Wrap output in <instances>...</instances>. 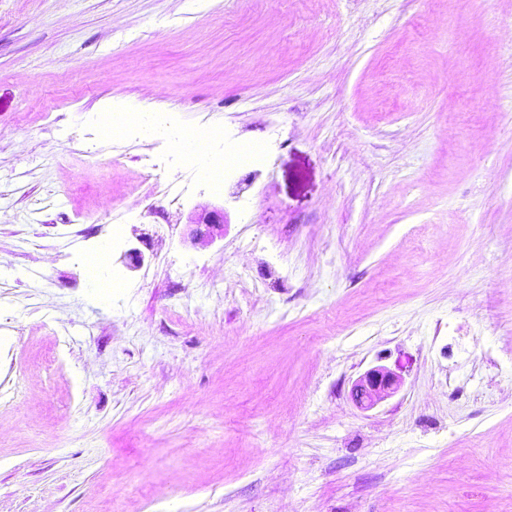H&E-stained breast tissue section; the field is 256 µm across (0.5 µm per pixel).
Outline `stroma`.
<instances>
[{"label":"stroma","mask_w":512,"mask_h":512,"mask_svg":"<svg viewBox=\"0 0 512 512\" xmlns=\"http://www.w3.org/2000/svg\"><path fill=\"white\" fill-rule=\"evenodd\" d=\"M0 336V512H512V0H0ZM142 108L139 103H136L131 100H125V99H113L112 101L108 102L105 105V112H102L106 114V119L103 122V128L106 132L110 133L109 128L110 124L112 122V126L117 125L121 127H125L130 120L126 118V120L122 123H113V119L117 116H114L112 112L114 113H125L123 115H126L129 118H133L138 114V112H141ZM112 114V115H111ZM120 133V128L113 127L112 134H118ZM244 148H246V147H242L239 149L238 152L225 156L224 164L223 163L221 164L219 162L215 163L212 165V167L210 169H208L205 172V176L210 181V183L214 189H216V190L222 189L223 184H224V172L235 169L239 166L250 165L254 162V161L238 160V156H239L240 152L242 151V149H244ZM189 224L197 226L195 240L204 244L211 243L216 236L224 234V211L223 209L202 210L191 217ZM402 384L400 373L385 366H376L354 381L351 396L359 409L370 410L397 393Z\"/></svg>","instance_id":"35a3bbf8"}]
</instances>
